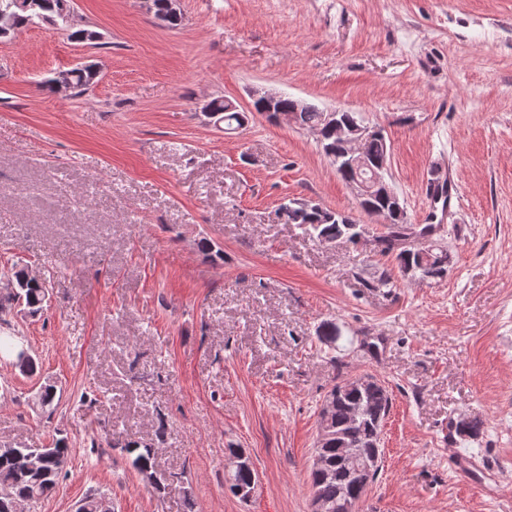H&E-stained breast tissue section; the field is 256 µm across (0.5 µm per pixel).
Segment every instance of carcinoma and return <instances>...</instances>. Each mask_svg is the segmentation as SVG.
<instances>
[{"instance_id": "carcinoma-1", "label": "carcinoma", "mask_w": 512, "mask_h": 512, "mask_svg": "<svg viewBox=\"0 0 512 512\" xmlns=\"http://www.w3.org/2000/svg\"><path fill=\"white\" fill-rule=\"evenodd\" d=\"M15 0H0V9L12 7V25L5 30L11 36L34 20L61 22L69 31L68 37L77 42L94 40L95 32L81 25L70 26L66 21V7L70 0H32L26 10L14 7ZM155 16L172 27L182 22V15L167 7V0H154ZM214 110L224 112L227 127L241 126L247 116L243 112L224 111V100L211 101ZM278 111L295 112V126L315 131L322 136V148L334 155L342 154L344 147L336 141L333 127L324 125L322 109L314 104L297 108L295 99L283 95L274 105V111L266 112L267 120H274ZM389 151L386 136L374 135L364 144L365 155L380 161ZM367 216L383 211L390 218L387 232L373 239L374 251L395 260L398 272L420 280L439 282L448 275L452 257L444 246L415 247L404 245L409 236L410 224L407 212L392 209V203L382 197L361 205ZM278 217L287 224H297L323 244L339 242L357 243L365 234V228L350 215L310 206L299 199L281 204ZM11 285L7 293H0V314L18 306L22 312L35 315L50 299L49 281L29 276L24 268L11 269ZM57 389L47 380L38 390V404L49 414L58 406ZM327 406L320 409L318 425L324 426L318 433L315 453L319 454L322 467L310 470L313 497L324 506V512H347V505L359 502L369 484L376 479L383 465V450L379 443L385 420L391 408L386 387L371 375L346 379L332 387L325 398ZM483 421L473 417L450 425V431L460 437L474 438L482 433ZM131 467L163 497L171 489L173 475L158 469V449L151 443L128 440L123 444ZM70 457L69 443L64 438L55 440L48 448H32L22 445L0 449V512H15L14 504L33 507L56 489ZM224 481L233 494L249 489L258 483L253 464L238 465L224 474Z\"/></svg>"}]
</instances>
